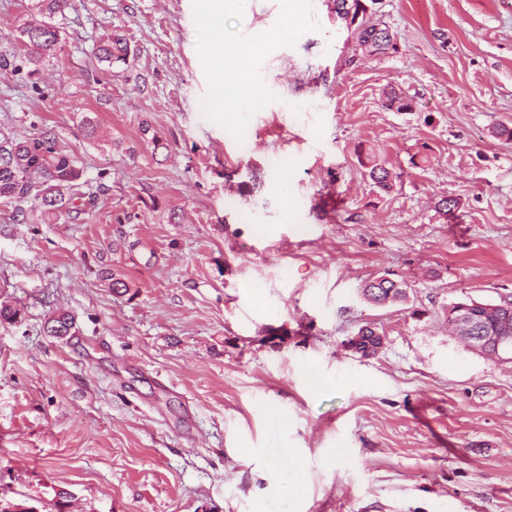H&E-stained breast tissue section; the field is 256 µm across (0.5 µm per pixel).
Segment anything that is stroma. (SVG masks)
I'll return each instance as SVG.
<instances>
[{"label": "stroma", "mask_w": 512, "mask_h": 512, "mask_svg": "<svg viewBox=\"0 0 512 512\" xmlns=\"http://www.w3.org/2000/svg\"><path fill=\"white\" fill-rule=\"evenodd\" d=\"M28 4L0 0V51L22 53ZM333 8L253 0L216 18L228 47L265 41L242 60L263 86L240 128L195 0H70L56 63L34 82L0 69V136L54 133L79 193H97L51 224L0 213V303L20 311L0 323V502L512 512V361L447 319L512 299V0H380L386 56ZM115 29L132 54L109 69L95 44ZM390 84L413 111L382 106ZM361 145L396 172L390 192ZM443 198L458 202L446 219ZM384 274L404 300L364 299ZM58 310L74 336L45 332ZM366 325L370 357L346 345ZM273 410L274 444L300 464L291 498L267 451Z\"/></svg>", "instance_id": "obj_1"}]
</instances>
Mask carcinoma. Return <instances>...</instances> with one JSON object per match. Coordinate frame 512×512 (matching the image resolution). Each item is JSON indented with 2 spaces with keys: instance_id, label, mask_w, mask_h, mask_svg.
<instances>
[{
  "instance_id": "obj_1",
  "label": "carcinoma",
  "mask_w": 512,
  "mask_h": 512,
  "mask_svg": "<svg viewBox=\"0 0 512 512\" xmlns=\"http://www.w3.org/2000/svg\"><path fill=\"white\" fill-rule=\"evenodd\" d=\"M31 19L23 24L20 37L25 53L21 57L0 53V68L14 72L23 70L24 65L33 69L28 74L39 72L40 67L57 56L61 43L59 27L49 22L54 15L68 7L69 0H29ZM355 42L373 52L385 55L396 50V39L390 29L380 20L368 19V27L354 34ZM130 45L124 35L118 32L108 34L96 46V57L108 67L127 64ZM383 105L391 109L394 104L411 105L412 99L403 95L401 88L388 85L382 92ZM363 166L374 184L383 192L394 186L395 175L378 156L370 152ZM83 170L78 161L65 153L58 145L54 134L46 131L34 137L0 139V211L8 215L13 224H37L45 222L59 213L70 209L78 200L74 193ZM361 292L363 297L374 303L397 302L405 298L406 292L400 285L381 276L366 281ZM52 336L65 338L72 335L71 316L58 311L45 322ZM363 342L358 351L362 355L373 354L381 341L376 332L364 326L359 330Z\"/></svg>"
}]
</instances>
